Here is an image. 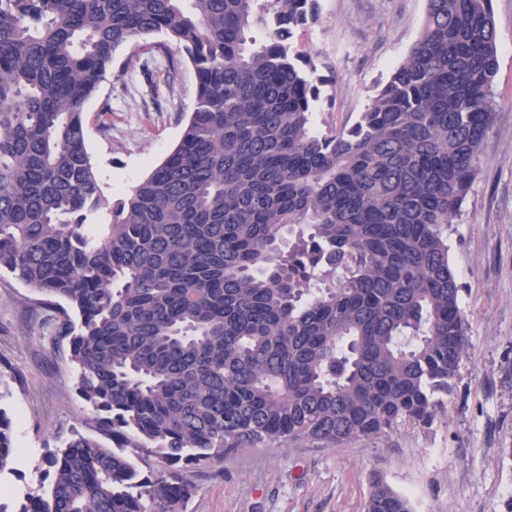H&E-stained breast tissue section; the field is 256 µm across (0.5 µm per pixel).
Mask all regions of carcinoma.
Returning a JSON list of instances; mask_svg holds the SVG:
<instances>
[{"label":"carcinoma","instance_id":"carcinoma-1","mask_svg":"<svg viewBox=\"0 0 512 512\" xmlns=\"http://www.w3.org/2000/svg\"><path fill=\"white\" fill-rule=\"evenodd\" d=\"M320 0H0V270L68 341L108 448L52 451L16 512H180L224 450L325 447L429 424L467 350L448 259L495 113L492 0H427L349 128L312 126ZM261 32L260 47L248 46ZM163 34L192 64L179 143L104 193L84 113L116 54ZM147 52L181 64L168 45ZM132 449L127 454L126 449ZM0 408V472L13 453ZM163 469L143 474L135 459ZM367 512H413L380 481Z\"/></svg>","mask_w":512,"mask_h":512}]
</instances>
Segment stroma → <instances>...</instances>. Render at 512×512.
<instances>
[{
	"instance_id": "1",
	"label": "stroma",
	"mask_w": 512,
	"mask_h": 512,
	"mask_svg": "<svg viewBox=\"0 0 512 512\" xmlns=\"http://www.w3.org/2000/svg\"><path fill=\"white\" fill-rule=\"evenodd\" d=\"M496 114L478 175L448 229V256L463 291L468 351L453 393L432 424L324 448L312 443L235 448L192 469L183 512H366L380 480L414 512H512V0H492ZM426 0H320L318 21L297 32L322 79L312 122L324 132L354 124L418 39ZM117 54L85 112L87 148L110 199L147 175L179 141L197 91L190 63L168 72L124 70ZM41 294L0 270V408L14 453L0 472V501L17 512L49 487L45 458L72 432L104 445L77 395L66 344L38 337Z\"/></svg>"
}]
</instances>
